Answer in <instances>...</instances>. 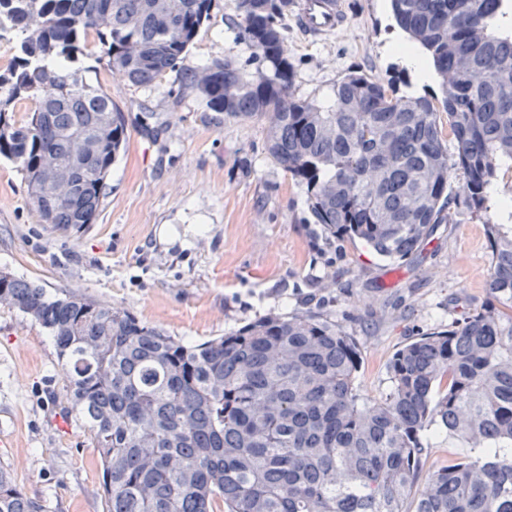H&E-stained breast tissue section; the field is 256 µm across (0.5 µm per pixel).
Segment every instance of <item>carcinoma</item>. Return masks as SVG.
<instances>
[{
	"instance_id": "cac0c4a2",
	"label": "carcinoma",
	"mask_w": 512,
	"mask_h": 512,
	"mask_svg": "<svg viewBox=\"0 0 512 512\" xmlns=\"http://www.w3.org/2000/svg\"><path fill=\"white\" fill-rule=\"evenodd\" d=\"M508 5L391 0L431 55L442 99L399 97L350 72L323 105L294 94L282 27L294 0H236L252 72L229 60L181 67L213 0H0V30L15 32L0 73V158L16 164L41 223H94L128 135L77 66L93 45L97 68L133 85L179 72L208 110L266 121L267 154L306 187L307 223L401 258L446 219L456 173L467 207L486 212L512 162V30H497ZM22 101L31 107L18 121ZM79 137L83 171L38 184L46 162L69 168ZM488 233L495 304L398 349L381 400L355 384L356 341L312 314L190 344L81 294L50 298L14 276L8 292L54 340L67 403L100 457L104 512H406L434 429L470 454L428 472L415 512H512V225ZM0 512H42L1 468Z\"/></svg>"
}]
</instances>
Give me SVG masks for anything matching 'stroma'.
Returning <instances> with one entry per match:
<instances>
[{"mask_svg":"<svg viewBox=\"0 0 512 512\" xmlns=\"http://www.w3.org/2000/svg\"><path fill=\"white\" fill-rule=\"evenodd\" d=\"M346 10L344 25L317 40L285 19L296 96L330 103L350 72L405 95L413 75L389 50L402 35L390 0H346ZM235 19V0H216L183 68L224 59L247 67ZM85 77L111 96L128 134L96 220L40 223L20 172L0 159V271L53 297L75 291L127 310L190 343L269 314L320 316L357 342L356 384L371 399L389 392L398 348L489 305L487 224L507 221L500 203L512 200V170L499 172L486 218L465 207L464 180L453 177L448 219L408 256L385 259L308 223L306 189L268 156L263 122L208 111L173 72L146 85ZM64 394L48 331L0 305V468L44 512H102L101 463ZM57 415L70 431L53 424Z\"/></svg>","mask_w":512,"mask_h":512,"instance_id":"35a3bbf8","label":"stroma"}]
</instances>
